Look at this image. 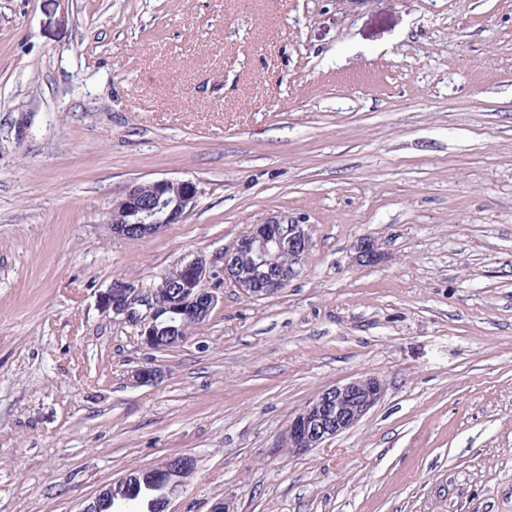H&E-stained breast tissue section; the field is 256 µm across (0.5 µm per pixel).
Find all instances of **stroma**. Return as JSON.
<instances>
[{"mask_svg": "<svg viewBox=\"0 0 512 512\" xmlns=\"http://www.w3.org/2000/svg\"><path fill=\"white\" fill-rule=\"evenodd\" d=\"M156 179L195 208L113 236ZM272 220L314 241L281 292L218 281L163 350L104 312L113 277L221 266ZM366 375L357 426L273 452ZM173 453L168 512H512V0H0V512H76ZM197 195V185L190 180L133 183L115 202L106 223L115 236L148 238L167 224L180 223L193 210ZM385 390L384 380L374 375L321 391L289 417L273 451L281 452L287 436L288 453L301 454L320 447L355 427L380 402Z\"/></svg>", "mask_w": 512, "mask_h": 512, "instance_id": "35a3bbf8", "label": "stroma"}]
</instances>
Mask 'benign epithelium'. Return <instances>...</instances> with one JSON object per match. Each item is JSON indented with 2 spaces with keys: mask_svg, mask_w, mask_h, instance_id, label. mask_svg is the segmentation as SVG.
Instances as JSON below:
<instances>
[{
  "mask_svg": "<svg viewBox=\"0 0 512 512\" xmlns=\"http://www.w3.org/2000/svg\"><path fill=\"white\" fill-rule=\"evenodd\" d=\"M198 195L197 185L190 180L160 179L131 184L115 202L106 223L112 234L124 238H148L168 224H178L193 210ZM313 248V239L306 224L271 221L255 224L236 242L224 248V279L251 298L274 295L295 279L304 268ZM242 256L252 257L250 268L239 263ZM380 256L379 245L369 235L357 244V261L375 263ZM184 276L180 279L178 297L169 295L167 275L149 286H135L122 276L112 279L100 295L102 308L112 313V320L135 329L140 343L150 349H164L159 336L203 325L218 303V294L209 286L210 263L202 254H192L180 262ZM133 382L152 384L161 378V370L146 365L134 371ZM386 384L378 376L355 379L327 388L288 419V426L277 438L273 451L280 452L288 441V452L301 454L355 427L383 398ZM194 459L188 454L168 455L145 468L155 480L167 485V496L185 488L186 480L168 482L177 470L192 472ZM129 475L102 487L94 497L81 503L76 512H92L99 499L117 501L126 512H138L129 499Z\"/></svg>",
  "mask_w": 512,
  "mask_h": 512,
  "instance_id": "obj_1",
  "label": "benign epithelium"
}]
</instances>
